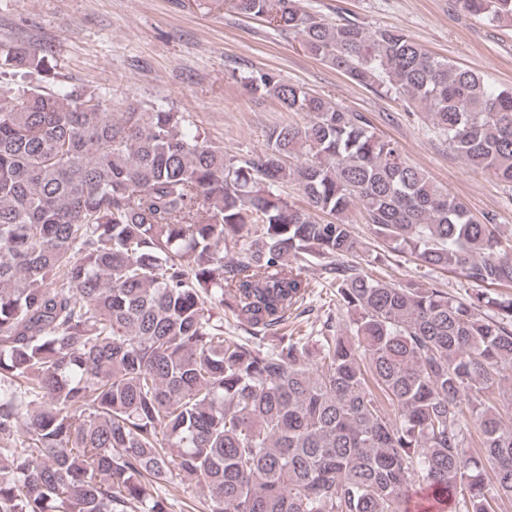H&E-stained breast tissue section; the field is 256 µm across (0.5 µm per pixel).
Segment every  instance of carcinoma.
I'll list each match as a JSON object with an SVG mask.
<instances>
[{
    "mask_svg": "<svg viewBox=\"0 0 512 512\" xmlns=\"http://www.w3.org/2000/svg\"><path fill=\"white\" fill-rule=\"evenodd\" d=\"M490 24L512 0H458ZM353 82L421 106L470 166L512 183V89L399 28L232 0ZM51 50L0 45V512H448L512 504V238L409 164L358 112L256 71L246 86L303 125L232 155L182 112L66 84ZM38 76V84L24 82ZM295 158L291 164L288 159ZM297 184L319 221L284 198ZM379 246L473 286L374 279ZM233 244L227 253L221 246ZM325 261L345 317L286 332ZM229 311L248 336L224 335ZM281 332L272 347L262 344ZM161 491L174 504L172 512H207V498L198 485L185 484L178 477H173L170 482L163 484Z\"/></svg>",
    "mask_w": 512,
    "mask_h": 512,
    "instance_id": "carcinoma-1",
    "label": "carcinoma"
}]
</instances>
